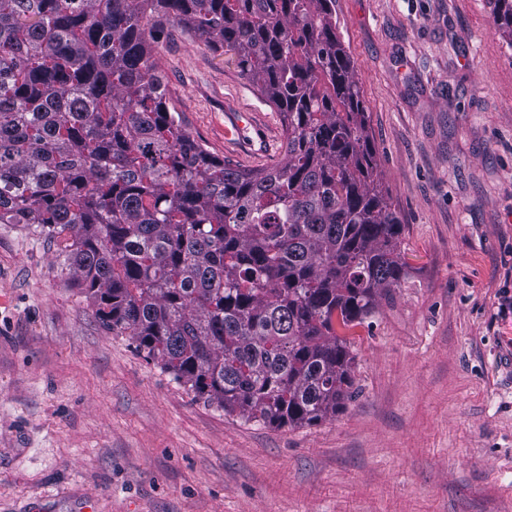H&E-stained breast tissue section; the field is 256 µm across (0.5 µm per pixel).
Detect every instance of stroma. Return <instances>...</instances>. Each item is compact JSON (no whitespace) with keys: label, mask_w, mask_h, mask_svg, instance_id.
<instances>
[{"label":"stroma","mask_w":512,"mask_h":512,"mask_svg":"<svg viewBox=\"0 0 512 512\" xmlns=\"http://www.w3.org/2000/svg\"><path fill=\"white\" fill-rule=\"evenodd\" d=\"M409 266L353 329L358 395L303 427L194 397L0 224V512H512V50L489 0H336ZM171 111L245 169L285 156L232 54L170 28ZM250 113L262 149L225 136Z\"/></svg>","instance_id":"35a3bbf8"}]
</instances>
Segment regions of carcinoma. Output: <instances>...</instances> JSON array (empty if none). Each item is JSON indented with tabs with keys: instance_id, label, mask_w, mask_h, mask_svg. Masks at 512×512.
Returning <instances> with one entry per match:
<instances>
[{
	"instance_id": "obj_1",
	"label": "carcinoma",
	"mask_w": 512,
	"mask_h": 512,
	"mask_svg": "<svg viewBox=\"0 0 512 512\" xmlns=\"http://www.w3.org/2000/svg\"><path fill=\"white\" fill-rule=\"evenodd\" d=\"M512 49V0H490ZM336 0H0V224L34 229L102 324L204 402L302 427L356 397L347 332L398 287ZM170 25L230 51L283 164L212 156L169 110Z\"/></svg>"
}]
</instances>
